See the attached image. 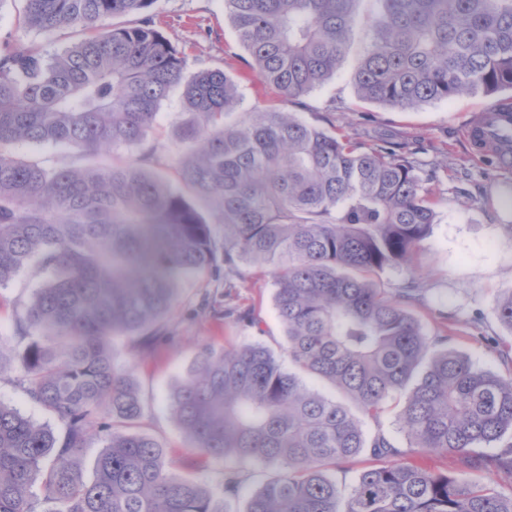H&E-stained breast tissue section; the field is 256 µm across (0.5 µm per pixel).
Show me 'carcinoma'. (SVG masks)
Instances as JSON below:
<instances>
[{"instance_id": "1", "label": "carcinoma", "mask_w": 512, "mask_h": 512, "mask_svg": "<svg viewBox=\"0 0 512 512\" xmlns=\"http://www.w3.org/2000/svg\"><path fill=\"white\" fill-rule=\"evenodd\" d=\"M20 2L48 39L75 25L97 34L51 58L0 45V285L33 260L44 272L15 320V383L63 427L0 401V512H234L237 472L224 473L221 503L135 430L143 400L111 347L115 336L150 346L180 279L221 261L226 288L241 266L272 277L294 366L259 342L205 347L171 395L202 454L273 471L240 512H512V493L401 462L393 436L364 430L402 397L395 422L409 447L512 480V356L499 351L504 375L478 369L414 313L425 288L412 260L435 224L418 144L237 111L236 81L209 68L185 76L151 18L111 23L155 0ZM360 2L224 0V13L246 65L288 99L346 60ZM376 2L360 99L406 110L512 92V0ZM176 87L187 118L171 178L151 136ZM23 142L63 145L85 164L48 168L6 150ZM390 269L404 278L383 288L373 276ZM94 433L103 448L87 484L77 457ZM491 443L497 452H472ZM362 455L372 465L339 483L336 468Z\"/></svg>"}]
</instances>
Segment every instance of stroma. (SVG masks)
<instances>
[{
  "mask_svg": "<svg viewBox=\"0 0 512 512\" xmlns=\"http://www.w3.org/2000/svg\"><path fill=\"white\" fill-rule=\"evenodd\" d=\"M156 27L183 53L186 73L198 68L220 69L232 76L241 97L240 111L275 108L296 113L320 127L335 126L351 134H403L420 140V160L436 168L428 183L436 222L420 257L425 302L417 310L428 331L450 322L454 345L479 369L495 373L505 367L486 346L470 337L469 323L479 319L483 335L501 347L512 346V333L497 319V303L512 294V166L491 167L472 153L464 130L480 110L493 105L483 95L463 96L402 111L361 101L353 85L354 60H347L323 86L293 100L261 85L246 68L245 50L224 14V0H155L150 8ZM76 27L51 41L27 29L19 0L0 5V43L38 46L53 53L56 46L90 37ZM183 119L179 92L164 101L157 118L155 140L167 171L181 159L177 142ZM35 267L23 270L0 287V361L18 368L21 346L13 334L17 314L39 287ZM177 304L164 322L151 353L126 344L119 363L131 366L145 413L141 432L159 439L167 459L196 482L220 491L224 464L209 460L191 447L169 413L170 396L198 352L205 346L259 341L284 355V333L273 307V281L257 268H245L232 290L224 288L223 271H206L183 280ZM249 310L257 324L246 327L226 319L225 306Z\"/></svg>",
  "mask_w": 512,
  "mask_h": 512,
  "instance_id": "35a3bbf8",
  "label": "stroma"
}]
</instances>
